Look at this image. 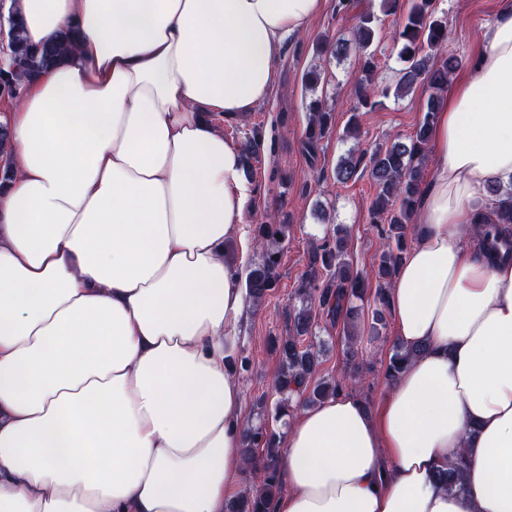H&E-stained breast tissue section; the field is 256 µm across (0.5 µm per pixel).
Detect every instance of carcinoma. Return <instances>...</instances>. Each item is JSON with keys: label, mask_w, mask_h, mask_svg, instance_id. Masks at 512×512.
I'll list each match as a JSON object with an SVG mask.
<instances>
[{"label": "carcinoma", "mask_w": 512, "mask_h": 512, "mask_svg": "<svg viewBox=\"0 0 512 512\" xmlns=\"http://www.w3.org/2000/svg\"><path fill=\"white\" fill-rule=\"evenodd\" d=\"M386 16L401 14L396 34L398 59L402 63L400 78L394 87L377 83L379 61L371 50L382 19L373 12L358 16L353 30L354 43L363 51L360 76L351 95L354 111L372 112L382 105V98L392 93L402 97L421 85L428 92L426 109L407 141L394 140L384 149L372 153L362 150L339 160L336 180L346 184L358 176L360 170L369 171L376 186L371 207V223L375 224L387 249L379 256L377 266L376 308L373 337L380 336L388 310L387 289L390 288L399 264L407 252L412 230V219L421 196L422 161L430 143V129L434 122L436 104L448 92V81L461 67L462 61L444 50L448 42L445 19L435 15L434 0H382ZM9 37L6 45L8 64L0 66V96L16 99L23 83L47 69L63 62L73 47L76 31L71 30L42 45L27 43L21 35L19 21L8 11ZM309 112L304 153L317 157L319 144L333 127V113L321 100L307 105ZM264 140L259 134L245 139L241 148L245 157V174L253 175L252 162L259 159ZM492 206L483 217L490 248L512 253V182L488 186ZM285 239V225L271 222L255 230L254 240L263 249L262 260L249 267L245 276V292L253 301L268 296L278 283L281 253L279 244ZM349 238L343 230L312 247L308 252L306 269L298 284L300 306L285 313V334L273 343L279 370L275 381L274 418L280 420L297 407L293 395L304 404H314L334 396L348 384L358 382L359 367L352 368L348 377L324 378L317 376L320 364L313 344H305L314 335L317 315L322 314L332 324L342 325L349 343L361 308L354 300L363 299L369 288L368 278L355 269L349 260ZM410 352L400 344H393L384 376L393 381L402 371ZM280 433L266 426L249 427L243 440V455L251 467L252 486L232 501L228 512H270V505L281 490L278 479V447Z\"/></svg>", "instance_id": "cac0c4a2"}]
</instances>
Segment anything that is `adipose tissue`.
<instances>
[{"mask_svg":"<svg viewBox=\"0 0 512 512\" xmlns=\"http://www.w3.org/2000/svg\"><path fill=\"white\" fill-rule=\"evenodd\" d=\"M325 0H7L81 34L6 123L0 512H227L245 467L232 327L253 197L230 120L264 103ZM417 240L388 292L414 352L378 412L302 408L270 512H512V262L476 244L512 181V7L437 105ZM461 466L463 489L442 480Z\"/></svg>","mask_w":512,"mask_h":512,"instance_id":"obj_1","label":"adipose tissue"}]
</instances>
